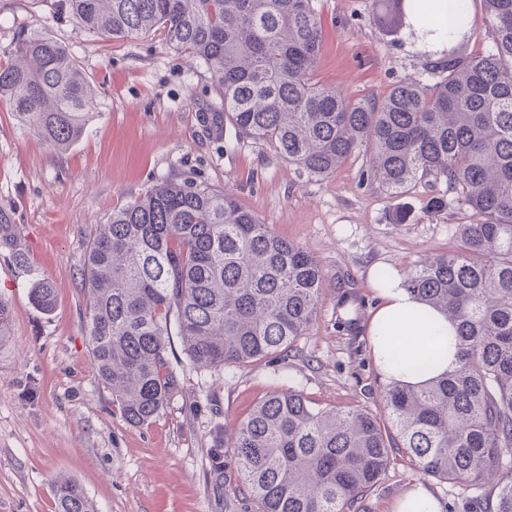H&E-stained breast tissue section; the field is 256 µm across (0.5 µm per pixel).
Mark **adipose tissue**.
Returning a JSON list of instances; mask_svg holds the SVG:
<instances>
[{
	"instance_id": "obj_1",
	"label": "adipose tissue",
	"mask_w": 512,
	"mask_h": 512,
	"mask_svg": "<svg viewBox=\"0 0 512 512\" xmlns=\"http://www.w3.org/2000/svg\"><path fill=\"white\" fill-rule=\"evenodd\" d=\"M371 286L379 303L367 333L381 377L418 385L445 373L455 360L453 325L410 294L398 270Z\"/></svg>"
}]
</instances>
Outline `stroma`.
Wrapping results in <instances>:
<instances>
[{
  "mask_svg": "<svg viewBox=\"0 0 512 512\" xmlns=\"http://www.w3.org/2000/svg\"><path fill=\"white\" fill-rule=\"evenodd\" d=\"M324 39L317 82L353 99L419 76L438 50L410 30L383 34L374 0H314ZM62 42L96 90L85 129L67 150L46 144L0 108V207L13 211L27 266L0 251V300L11 337L0 344V512H55V481L79 483L95 512H245L225 493L216 504L206 450L218 426L245 418L276 386L322 405L374 407L383 383L366 324L375 307L371 273L408 271L453 250L464 215L427 213V186L395 197L360 178L349 158L326 180L308 178L268 147L214 141L196 114L220 95L205 67L179 54L161 32L108 41L75 31L61 0H0V61L20 32ZM188 180L232 192L273 230L322 264L317 315L296 347L267 360L199 375L179 339L169 350L184 372L183 394L149 425L127 424L95 378L82 320L86 241L112 210L142 190ZM408 212L405 223L396 211ZM49 280L55 305L31 298ZM420 479L396 457L364 501L365 512H397Z\"/></svg>",
  "mask_w": 512,
  "mask_h": 512,
  "instance_id": "stroma-1",
  "label": "stroma"
}]
</instances>
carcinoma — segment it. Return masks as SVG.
<instances>
[{
  "mask_svg": "<svg viewBox=\"0 0 512 512\" xmlns=\"http://www.w3.org/2000/svg\"><path fill=\"white\" fill-rule=\"evenodd\" d=\"M470 0H376L388 33L447 27L448 47L423 76L354 100L313 81L323 42L313 0H64L75 27L104 39L160 31L199 59L222 95L198 113L204 132L268 145L302 173L327 178L354 155L363 179L391 194L431 188L427 208L468 212L459 246L415 265L405 286L456 328L455 366L418 386L383 384L377 410L321 407L281 387L230 435L217 429L207 478L224 504L226 474L255 512H360L391 458L467 492L466 512H512V0H485L490 44L466 37ZM96 92L67 47L16 37L0 64V100L46 143L82 134ZM0 249L27 263L13 213L0 208ZM82 329L98 381L125 422L143 427L183 389L167 345L193 371L267 359L311 324L320 264L233 196L192 182L155 184L97 225L81 271ZM54 288L32 299L49 312ZM56 512H94L80 485L56 481Z\"/></svg>",
  "mask_w": 512,
  "mask_h": 512,
  "instance_id": "carcinoma-1",
  "label": "carcinoma"
}]
</instances>
